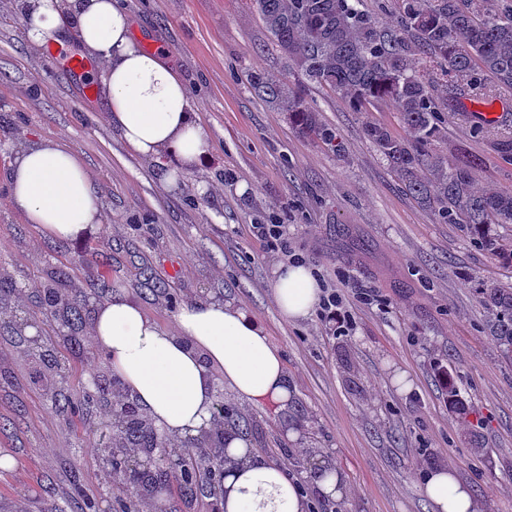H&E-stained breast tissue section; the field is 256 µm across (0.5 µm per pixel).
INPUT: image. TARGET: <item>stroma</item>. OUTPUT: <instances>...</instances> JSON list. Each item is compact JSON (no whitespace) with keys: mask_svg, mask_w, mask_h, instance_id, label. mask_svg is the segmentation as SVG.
<instances>
[{"mask_svg":"<svg viewBox=\"0 0 512 512\" xmlns=\"http://www.w3.org/2000/svg\"><path fill=\"white\" fill-rule=\"evenodd\" d=\"M140 48L166 52L185 79L211 150L198 167L166 187L155 162L127 151L104 116L102 95L85 98L66 68L78 53L63 40L54 56L27 44L16 0H0V271L21 286L7 303L27 320L23 337L0 326V512H120L117 476L95 451L109 446L107 406L74 414L35 384L38 352L52 349L79 392L111 378L101 355L66 345L61 326L43 321L34 288L56 268L86 286L100 269L88 252L108 245L109 291L142 306L160 327L185 301L221 298L244 305L269 330L294 385L287 410L227 405L249 420L245 442L297 478L309 512H431L425 476L449 465L478 512H512V352L489 332L478 282H512V268L489 258L457 225L407 195L363 131L364 119L397 126L392 104L369 116L327 89L307 101L343 140L339 156L299 133L284 112L249 85L261 70L287 85L298 72L273 43L253 0H123ZM491 104L448 95L449 161L479 156L481 187L512 188V164L493 137L488 107L507 113L512 90L484 75ZM471 120H464L463 112ZM56 141L93 175L101 226L75 241L45 236L16 211L8 171L16 147ZM253 224H284L288 247L340 293L348 330L311 315L282 319L271 277L282 253L255 240ZM166 286L158 295L156 284ZM451 368L460 396L480 415L463 423L448 408L438 372ZM295 432L297 441L287 439ZM328 454L351 488L344 500L321 499L308 449ZM93 510H86V503Z\"/></svg>","mask_w":512,"mask_h":512,"instance_id":"obj_1","label":"stroma"}]
</instances>
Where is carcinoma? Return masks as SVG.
I'll return each instance as SVG.
<instances>
[{"instance_id":"carcinoma-1","label":"carcinoma","mask_w":512,"mask_h":512,"mask_svg":"<svg viewBox=\"0 0 512 512\" xmlns=\"http://www.w3.org/2000/svg\"><path fill=\"white\" fill-rule=\"evenodd\" d=\"M263 23L280 49L301 75L298 89L291 90L262 71L250 74L252 89L265 95L300 133L322 140L340 155L345 146L336 132L322 125L302 92L309 86L327 87L361 114L390 99L397 110L403 134L366 122L369 139L387 162L407 193L431 207L442 224H458L491 258L512 267V249L499 241L496 226L512 224V190L486 191L477 187L475 171L482 165L468 157L453 165L436 152L444 132V105L435 94L434 80L421 71L423 59L449 66L451 77L480 89L478 75L492 74L498 86L512 89V8L489 12L467 0H394L396 25L382 30L359 8L357 0H255ZM481 303L493 316V335L512 348V283L477 284ZM41 314L49 322L60 321L70 330L66 342L84 348L79 336L83 309L82 289L69 287L68 273L60 268L42 285ZM120 404L111 408L104 428L112 435V451L103 461L120 473L132 461L130 448H145L151 439L148 420L129 401L114 380L96 381L72 397L62 389L56 401L75 408H91L105 399V392ZM448 407L468 415L453 377H448ZM213 419L222 433L238 434L233 415L219 404ZM171 453L188 460V467L173 472L180 492L192 495L204 489L216 497L220 487L215 472L224 467L221 455L200 460L186 442Z\"/></svg>"}]
</instances>
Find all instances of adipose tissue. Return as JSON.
Listing matches in <instances>:
<instances>
[{
	"mask_svg": "<svg viewBox=\"0 0 512 512\" xmlns=\"http://www.w3.org/2000/svg\"><path fill=\"white\" fill-rule=\"evenodd\" d=\"M21 7L30 16V47L39 50L72 36L96 59L107 117L126 146L153 161H177V168L164 169L166 183H173L176 169L192 168L206 154L209 141L185 80L165 54L137 46L122 0H21ZM9 194L28 223L59 240L78 239L101 222L90 173L75 152L56 142L15 151ZM273 275L281 316L309 317L320 295L312 272L281 264ZM89 334L114 378L168 439L210 427L217 388L278 412L292 396L279 348L242 305L187 302L168 329L137 303L115 295L96 306ZM423 493L432 512H477L470 491L449 468L434 469ZM223 502L224 512H306L297 481L281 467L256 460L253 449L234 436L227 441Z\"/></svg>",
	"mask_w": 512,
	"mask_h": 512,
	"instance_id": "1",
	"label": "adipose tissue"
}]
</instances>
